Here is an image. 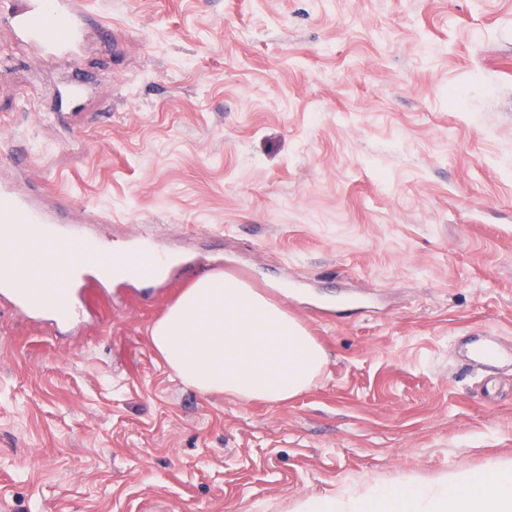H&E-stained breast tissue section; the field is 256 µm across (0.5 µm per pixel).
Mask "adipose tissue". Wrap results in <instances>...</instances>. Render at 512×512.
<instances>
[{
    "instance_id": "1",
    "label": "adipose tissue",
    "mask_w": 512,
    "mask_h": 512,
    "mask_svg": "<svg viewBox=\"0 0 512 512\" xmlns=\"http://www.w3.org/2000/svg\"><path fill=\"white\" fill-rule=\"evenodd\" d=\"M165 365L203 394L279 404L310 390L327 363L323 346L294 316L246 282L214 272L194 280L150 329ZM300 512H512V464L436 482L336 491Z\"/></svg>"
}]
</instances>
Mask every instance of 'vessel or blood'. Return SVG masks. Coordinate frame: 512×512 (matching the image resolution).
<instances>
[{
  "mask_svg": "<svg viewBox=\"0 0 512 512\" xmlns=\"http://www.w3.org/2000/svg\"><path fill=\"white\" fill-rule=\"evenodd\" d=\"M0 20L6 21L18 44L38 48L47 54L73 52L79 45L77 0H0ZM0 222L15 225V234L0 245V256L17 260L29 250L40 257L38 269L18 278L11 287L1 288L0 297L8 299L20 314L50 323L79 322L84 311L79 297L85 284L101 278L104 269L119 266L139 269L144 249L140 246L120 251L101 249L94 266L81 263L87 240L82 235L58 232L56 221L30 198L20 196L0 182ZM467 357L489 366L501 359L512 360V349L484 337L482 343L468 349Z\"/></svg>",
  "mask_w": 512,
  "mask_h": 512,
  "instance_id": "vessel-or-blood-1",
  "label": "vessel or blood"
}]
</instances>
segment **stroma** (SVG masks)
Here are the masks:
<instances>
[{
	"mask_svg": "<svg viewBox=\"0 0 512 512\" xmlns=\"http://www.w3.org/2000/svg\"><path fill=\"white\" fill-rule=\"evenodd\" d=\"M44 57L0 22V181L112 248L78 330L0 301V512H295L512 458V0H79ZM82 81L81 101L63 100ZM325 348L280 404L204 395L152 347L198 276ZM466 356L481 365L490 366L500 359H510L512 363V348L507 349L496 342L495 336H486L476 348H467Z\"/></svg>",
	"mask_w": 512,
	"mask_h": 512,
	"instance_id": "stroma-1",
	"label": "stroma"
}]
</instances>
